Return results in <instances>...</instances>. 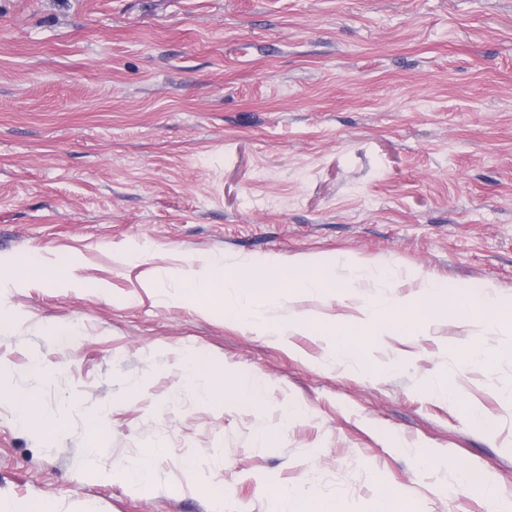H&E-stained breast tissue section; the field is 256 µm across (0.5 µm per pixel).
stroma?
Listing matches in <instances>:
<instances>
[{"label": "stroma", "instance_id": "35a3bbf8", "mask_svg": "<svg viewBox=\"0 0 512 512\" xmlns=\"http://www.w3.org/2000/svg\"><path fill=\"white\" fill-rule=\"evenodd\" d=\"M34 253L51 274L0 282V501L272 512L288 485L336 512H512V335L408 306L425 275L512 298V0H0V265ZM292 258L392 277L278 289L253 327L185 290ZM327 329L364 332L353 362ZM195 355L263 404L206 398ZM152 448L146 484L115 478ZM192 280L191 291L201 300H209L216 288L224 283V267H213L190 276ZM13 409L20 421L27 425H36L35 428H51L40 417L37 401L28 395H13L10 397Z\"/></svg>", "mask_w": 512, "mask_h": 512}]
</instances>
